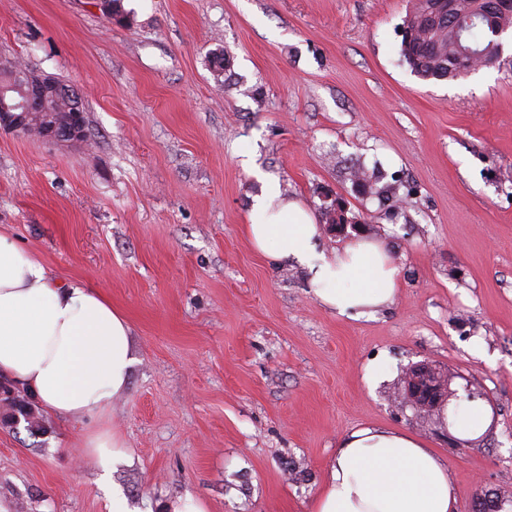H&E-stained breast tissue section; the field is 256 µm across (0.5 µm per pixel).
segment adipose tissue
Wrapping results in <instances>:
<instances>
[{"instance_id":"1","label":"adipose tissue","mask_w":512,"mask_h":512,"mask_svg":"<svg viewBox=\"0 0 512 512\" xmlns=\"http://www.w3.org/2000/svg\"><path fill=\"white\" fill-rule=\"evenodd\" d=\"M243 230L255 252L303 265L314 296L339 316L375 314L398 291L381 242L354 237L321 250L313 214L276 183L254 197ZM135 362L123 310L82 282L53 278L36 253L0 232V373L55 416L98 421L83 446L104 480L130 459L104 420ZM311 512H456V497L447 464L421 440L367 426L341 439Z\"/></svg>"}]
</instances>
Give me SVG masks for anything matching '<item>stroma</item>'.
<instances>
[{"label":"stroma","mask_w":512,"mask_h":512,"mask_svg":"<svg viewBox=\"0 0 512 512\" xmlns=\"http://www.w3.org/2000/svg\"><path fill=\"white\" fill-rule=\"evenodd\" d=\"M410 5L123 0L117 24L89 0H0V61L74 86L90 132L65 149L0 132V231L130 321L136 363L110 418L132 512L186 494L209 512H311L364 426L441 454L457 512L486 492L512 512V30L493 64L423 80L400 54ZM255 168L323 227L342 200L397 263L393 302L336 316L305 268L255 254ZM423 361L490 406L481 436L401 399ZM43 420L0 423V497L109 512L80 444L92 421Z\"/></svg>","instance_id":"obj_1"}]
</instances>
